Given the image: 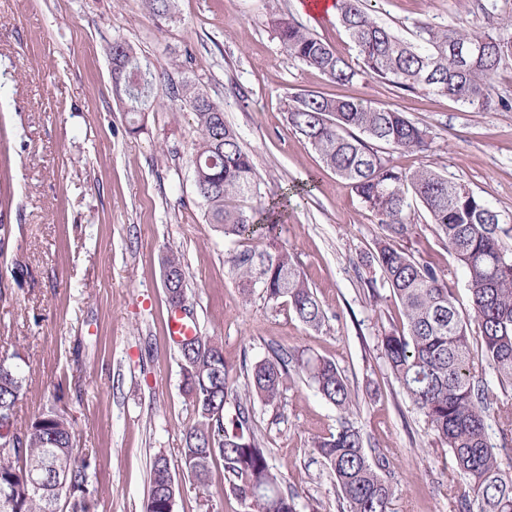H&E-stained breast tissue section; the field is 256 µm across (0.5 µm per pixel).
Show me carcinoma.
I'll list each match as a JSON object with an SVG mask.
<instances>
[{
    "label": "carcinoma",
    "instance_id": "obj_1",
    "mask_svg": "<svg viewBox=\"0 0 512 512\" xmlns=\"http://www.w3.org/2000/svg\"><path fill=\"white\" fill-rule=\"evenodd\" d=\"M160 20L173 16L174 0H144ZM336 14L357 52V63L336 51L301 23L282 16L276 36L288 56L338 84L360 77L377 78L404 91H426L467 108L487 111L507 100L494 99L499 72L512 67V24L490 31L462 27L418 26L416 38L405 41L381 24L368 0H338ZM109 56L125 63L128 100L133 110L146 105L151 80L142 73L134 47L116 40ZM171 100L195 116L199 139L195 148V181L208 223L226 236L243 237L264 227L254 223L244 202L260 194L250 155L236 130L224 121V105L197 80L170 86ZM288 122L320 154L364 203L380 216L387 236L401 238L411 230V207L428 214L443 236L448 254L466 275L470 314L464 316L448 291V282L428 263L384 244L376 260L380 280H369L373 295L387 287L399 301L406 329L382 338V352L401 388L426 417L435 440L446 445L454 464L450 481L459 512H512V472L501 466V453L512 442V227L500 224L486 198L429 166L403 171L378 154L370 142L393 150L423 152L429 147L425 129L402 113L362 100L328 98L312 92L291 97ZM268 233L276 222L265 226ZM169 302L187 300L185 273L179 257L161 258ZM242 290L262 288L273 305L288 303L299 320L317 329L323 309L288 252L265 254L260 271L253 256L234 259ZM476 323L478 335L470 333ZM183 386L196 419L180 449L181 467L204 487L212 465L220 460L229 489L248 512H298L297 495L283 491L278 474L255 437L248 405L236 401L232 430L224 428V404L234 397L222 347L197 335L179 343ZM290 356L273 352L250 372V393L267 405L281 397L290 377ZM491 367L497 384L484 378ZM297 372L306 374L322 397L347 413L351 389L336 364L326 359L295 358ZM26 377L20 368L0 360V425L13 436H0V512H95L96 489L90 456H80L74 443L73 420L52 409L17 425L16 404ZM494 420L501 445L492 443L488 420ZM315 451L331 470L346 512H389L393 488L383 471L387 462L373 461L360 430L345 420L336 432L322 437ZM46 482L26 486L33 470ZM175 485L169 459L159 454L150 472L144 512H174Z\"/></svg>",
    "mask_w": 512,
    "mask_h": 512
}]
</instances>
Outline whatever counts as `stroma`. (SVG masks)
Returning <instances> with one entry per match:
<instances>
[{"label": "stroma", "mask_w": 512, "mask_h": 512, "mask_svg": "<svg viewBox=\"0 0 512 512\" xmlns=\"http://www.w3.org/2000/svg\"><path fill=\"white\" fill-rule=\"evenodd\" d=\"M379 20L412 38L418 25L481 32L512 15V0H375ZM293 16L338 54L356 59L335 18L299 0H175L156 21L142 0H0V358L26 383L19 422L57 409L95 464L97 512H143L155 455L175 478L174 512H246L215 463L201 488L180 466L195 418L181 359L164 323L170 310L161 258L179 256L186 305L199 331L224 349L230 384L248 393L252 365L272 351L336 363L353 393L341 415L306 375L287 380L277 405H250L252 429L300 512H340L341 493L314 449L349 418L367 453L389 463L391 512H454L453 461L386 362L381 339L402 331L389 289L372 296L378 216L288 123L292 95L310 91L389 107L427 128L428 151H394L402 170L427 165L485 196L512 225V109L477 112L368 76L341 85L289 57L274 31ZM132 44L150 69L152 105L133 116L112 87L108 47ZM171 79L198 78L224 105L261 182L250 207L264 214L289 193L274 237H227L209 224L194 184L198 139L189 110L173 108ZM138 131H131V124ZM288 251L324 311L319 329L288 304L243 294L232 269L242 252ZM395 248L445 272L461 312L466 279L423 211Z\"/></svg>", "instance_id": "1"}]
</instances>
